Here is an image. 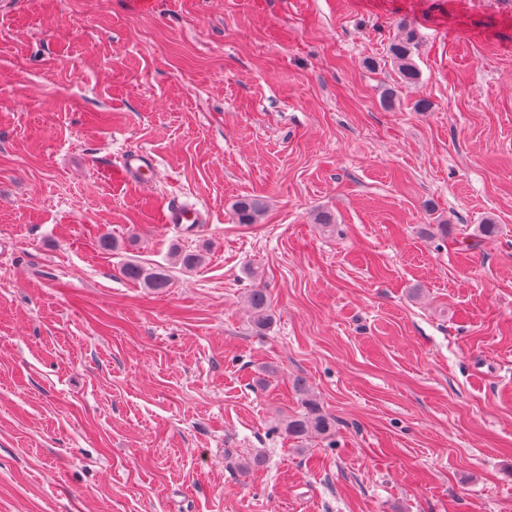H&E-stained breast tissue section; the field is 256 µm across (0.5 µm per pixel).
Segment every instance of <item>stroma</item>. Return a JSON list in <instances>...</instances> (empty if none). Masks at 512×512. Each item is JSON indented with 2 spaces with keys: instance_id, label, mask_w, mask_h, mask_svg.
Returning <instances> with one entry per match:
<instances>
[{
  "instance_id": "stroma-1",
  "label": "stroma",
  "mask_w": 512,
  "mask_h": 512,
  "mask_svg": "<svg viewBox=\"0 0 512 512\" xmlns=\"http://www.w3.org/2000/svg\"><path fill=\"white\" fill-rule=\"evenodd\" d=\"M0 512H512V0H0ZM413 33L409 32L406 38L390 46L389 51L393 62L397 66L401 82L406 85L415 84L418 80V70L412 58ZM264 211L261 199L252 195L237 197L232 205V218L237 224H255ZM121 272L126 279L141 282L147 288L159 293L164 292L171 282V276L164 267H147L136 260L124 264ZM248 302L253 311V326L256 331L265 330L271 321L270 297L265 288H251L248 293ZM302 406V413L289 416L280 424V430L286 438L300 439L310 432L322 435L332 431L334 419L323 413L315 402L304 399Z\"/></svg>"
}]
</instances>
